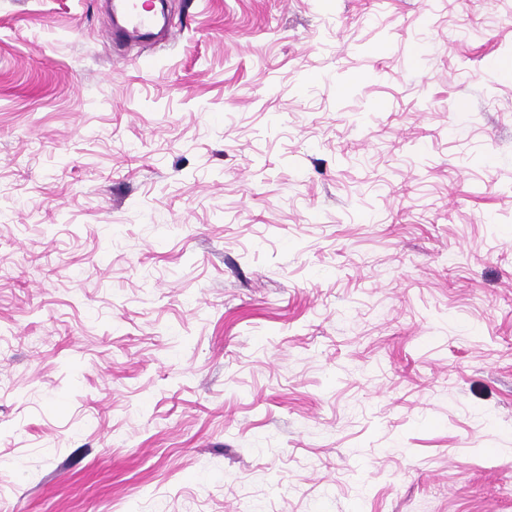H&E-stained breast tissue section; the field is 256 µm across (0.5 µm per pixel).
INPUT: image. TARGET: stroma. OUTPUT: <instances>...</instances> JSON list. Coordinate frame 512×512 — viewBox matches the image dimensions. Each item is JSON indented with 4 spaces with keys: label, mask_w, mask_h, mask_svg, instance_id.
I'll list each match as a JSON object with an SVG mask.
<instances>
[{
    "label": "stroma",
    "mask_w": 512,
    "mask_h": 512,
    "mask_svg": "<svg viewBox=\"0 0 512 512\" xmlns=\"http://www.w3.org/2000/svg\"><path fill=\"white\" fill-rule=\"evenodd\" d=\"M0 0L5 512H512V0ZM124 11L128 30L133 33L145 30L154 23L153 16L142 12L136 0L125 1Z\"/></svg>",
    "instance_id": "stroma-1"
}]
</instances>
